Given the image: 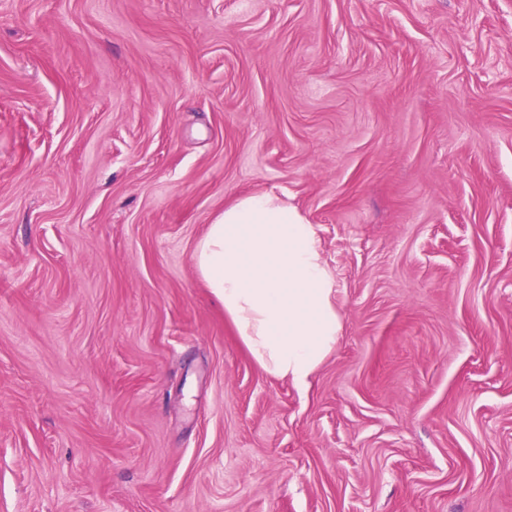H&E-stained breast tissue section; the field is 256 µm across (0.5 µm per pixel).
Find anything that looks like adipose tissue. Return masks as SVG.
Segmentation results:
<instances>
[{"label": "adipose tissue", "mask_w": 512, "mask_h": 512, "mask_svg": "<svg viewBox=\"0 0 512 512\" xmlns=\"http://www.w3.org/2000/svg\"><path fill=\"white\" fill-rule=\"evenodd\" d=\"M193 261L257 364L307 386L344 329L314 225L274 193L245 195L208 224Z\"/></svg>", "instance_id": "ef3b65f1"}]
</instances>
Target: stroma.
<instances>
[{"label":"stroma","mask_w":512,"mask_h":512,"mask_svg":"<svg viewBox=\"0 0 512 512\" xmlns=\"http://www.w3.org/2000/svg\"><path fill=\"white\" fill-rule=\"evenodd\" d=\"M270 191L303 388L192 259ZM0 512H512V0H0ZM193 261L257 364L307 386L344 329L314 225L274 193L245 195L207 225Z\"/></svg>","instance_id":"obj_1"}]
</instances>
